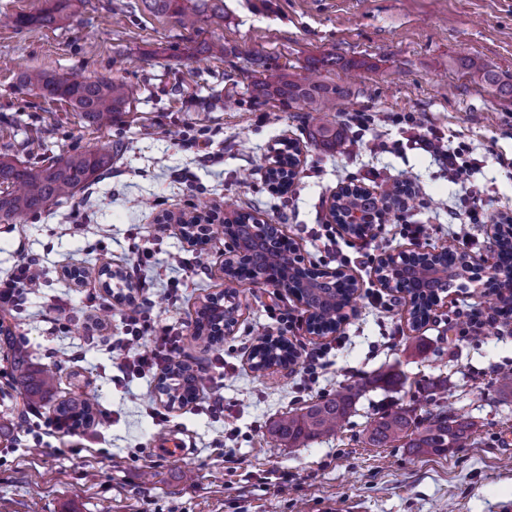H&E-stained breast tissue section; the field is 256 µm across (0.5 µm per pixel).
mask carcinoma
<instances>
[{
    "label": "carcinoma",
    "instance_id": "obj_1",
    "mask_svg": "<svg viewBox=\"0 0 512 512\" xmlns=\"http://www.w3.org/2000/svg\"><path fill=\"white\" fill-rule=\"evenodd\" d=\"M56 5L36 16L18 15L7 21L14 26L39 24L51 26L68 18L80 0H55ZM154 14L177 18L180 25L193 28L208 8L209 0H197L189 6L185 0H144ZM311 75L292 79L279 69H263L261 78L254 84L257 97L273 100L283 105H301L319 115L324 122L316 125V135L324 146L334 149L341 146V135L330 128L326 118L336 111V103L346 96V91L317 76L319 66L312 62L307 66ZM21 89L32 91L44 99L61 101L77 112L80 119L90 127H107L112 119L126 111L135 100L136 87L125 78L114 76L85 77L71 79L46 70L28 69L18 77ZM112 162V147L103 146L95 150H84L68 155L64 159H47L37 163H23L8 154L0 155V221L9 222L28 215H37L51 205L73 197ZM398 203V194L385 192L375 196L369 192L349 197L344 211L349 217L380 214L387 216L392 206ZM271 247L259 256V262L251 266L271 264L286 272L291 268H303L305 264L282 240L275 228L270 229ZM353 289L344 282L335 288L324 289V294L307 295L308 305L317 311L319 320L328 330L334 331L342 322V310L350 303ZM224 314L216 308L204 305L198 313L197 336L208 342H218L223 337ZM295 362L297 352L293 346L277 348L257 338L251 351L253 367L258 369L270 359ZM169 371L178 372L177 389L180 403L186 404L195 398V376L191 367L176 361ZM15 381L32 391L49 392L56 383L58 368L43 366L38 370L29 368L26 352L16 351L13 360ZM357 392L351 387L336 391L330 398L317 399L304 404L296 412H288L276 420L271 435L276 441L290 447L302 448L312 440L336 433V429L351 415ZM95 400L85 397L74 403H63L56 408L58 416L74 422H88L92 418ZM470 437V425L448 408V403L435 401L417 415L410 409L390 410L370 421L366 428L367 442L376 448H410L419 454L440 455L451 448H463Z\"/></svg>",
    "mask_w": 512,
    "mask_h": 512
}]
</instances>
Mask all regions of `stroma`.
<instances>
[{
  "instance_id": "35a3bbf8",
  "label": "stroma",
  "mask_w": 512,
  "mask_h": 512,
  "mask_svg": "<svg viewBox=\"0 0 512 512\" xmlns=\"http://www.w3.org/2000/svg\"><path fill=\"white\" fill-rule=\"evenodd\" d=\"M224 46L220 57L206 44ZM347 95L334 124L347 114L374 118L345 131L342 148L313 141L306 109L254 96L262 66L306 73L310 59ZM493 73L489 84L467 62ZM41 68L64 76H121L138 96L110 128L85 125L60 101L19 89L16 76ZM512 0H224V11L186 30L170 16L150 13L142 0H82L75 15L49 27L0 26V153L30 160L66 157L89 147L112 148V168L71 200L0 224V279L28 258H39L43 285L0 334V512H512V393L496 367H512V319L485 324L480 336L464 328L473 310L491 312L480 288H453L448 301L413 327L403 295L377 283L374 263L361 259L363 240L337 233L326 249L316 233L330 223L329 204L349 183L380 194L396 184L416 193L402 216L414 235L394 223L374 227L377 255L438 249L457 240L469 254L489 253V226L512 213ZM436 130L446 145L466 143L473 162L468 183L479 190L483 221L457 223L463 190L429 154L416 149L407 117ZM300 150L299 175L288 194L264 177L283 141ZM239 211L279 225L306 264L341 268L358 293L339 334L308 333L306 310L286 289L241 288V317L233 334L204 345L194 334L197 311L223 293L224 240L191 247L163 213H192L200 204ZM148 250L143 296L152 320L182 334L181 359L197 374V398L168 405L156 376L120 380L112 342L123 336L121 306L102 337L88 342L73 322L56 329L49 300L77 307L84 288H102L103 268H127ZM186 258L187 270L169 265ZM79 267L82 282L67 277ZM179 282L181 294L168 290ZM297 319L288 339L327 350L328 367L312 392L302 367L256 372L250 350L274 335L271 305ZM25 345L28 362L59 364L53 392L33 400L52 414L73 397H94L112 424L80 437L49 438L38 450L23 445L24 424L14 401L23 390L12 375V347ZM223 364H215V355ZM388 374L401 383L384 384ZM450 378L449 402L471 425V444L443 455L365 442L368 422L384 411L415 406ZM355 386L354 410L336 434L290 448L275 442L270 425L313 398ZM224 414L208 409L212 391ZM167 410L159 422L153 408ZM188 450L178 459L157 452L168 434ZM80 456H73V449Z\"/></svg>"
}]
</instances>
